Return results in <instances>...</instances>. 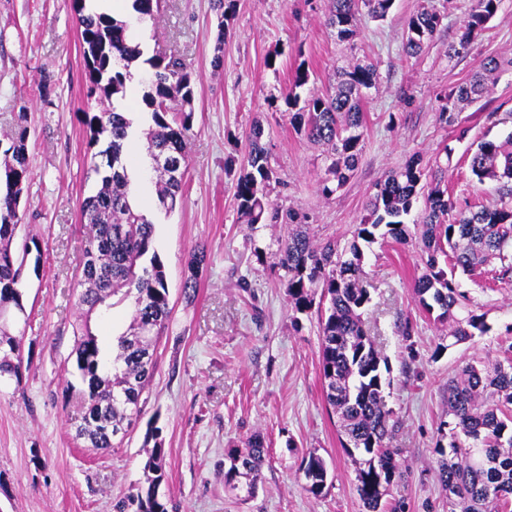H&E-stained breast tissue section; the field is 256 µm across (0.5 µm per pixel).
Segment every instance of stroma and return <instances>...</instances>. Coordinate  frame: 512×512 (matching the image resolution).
<instances>
[{
    "mask_svg": "<svg viewBox=\"0 0 512 512\" xmlns=\"http://www.w3.org/2000/svg\"><path fill=\"white\" fill-rule=\"evenodd\" d=\"M474 0H394L383 21L361 16L342 42L324 24L329 0H234L226 32H218L211 0H161L145 25L143 59L132 63L126 104L140 111V78L156 51L186 62L195 112L185 192L173 213L155 209L154 186L139 181L138 205L152 213L154 245L164 264L171 319L156 351L152 382L139 420L110 450L85 448L75 437L82 410L67 383H78L72 351L87 232L80 203L96 185L87 178L92 154L81 112L102 108L89 95L70 0H0V133L26 112L33 172L21 204L39 247L40 269L23 281L25 315L19 379L0 382V512H113L142 482L148 422L162 429L169 512H366L355 467L340 445L338 422L324 401L316 315L293 319L286 282L273 266L284 230L242 224L234 198L254 123L277 177L268 199L297 212L318 241L344 248L366 212L376 183L413 153L426 161L453 155L446 178L458 203L483 205L496 195L478 184L469 155L484 140L512 132V0L472 40L467 55L449 57ZM432 5L445 19L415 57L403 50L409 18ZM223 65L211 66L214 55ZM497 57L507 67L479 102L463 107L456 126L438 119L440 99L466 82L478 63ZM371 61L378 81L364 103V148L350 181L323 196L321 146L297 134L283 94L296 67L308 68L306 92L330 93L337 68ZM51 76L43 96V76ZM207 251L194 301L183 296L187 264ZM372 301L363 314L390 367L386 404L391 445L405 472L382 499V512H448L435 446L447 418L448 379L465 364L512 353V275L460 276L470 308L484 315L486 334L452 345L447 325L434 321L414 293L424 271L418 246L379 239L364 245ZM411 323V338L400 334ZM267 457L254 495L224 484L230 449L253 436ZM329 469L320 496L304 488L298 465L308 452Z\"/></svg>",
    "mask_w": 512,
    "mask_h": 512,
    "instance_id": "1",
    "label": "stroma"
}]
</instances>
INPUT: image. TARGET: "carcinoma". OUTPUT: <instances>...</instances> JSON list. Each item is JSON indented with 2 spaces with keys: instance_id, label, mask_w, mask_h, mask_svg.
I'll use <instances>...</instances> for the list:
<instances>
[{
  "instance_id": "1",
  "label": "carcinoma",
  "mask_w": 512,
  "mask_h": 512,
  "mask_svg": "<svg viewBox=\"0 0 512 512\" xmlns=\"http://www.w3.org/2000/svg\"><path fill=\"white\" fill-rule=\"evenodd\" d=\"M501 0H475L458 42L448 45V57L469 50L475 34L495 15ZM326 28L344 41L356 32L362 12L376 20L387 18L393 0H331ZM233 0H213L217 39L224 38L232 17ZM85 81L91 94L100 96L104 108L82 113L89 133V146L102 145L92 155L90 170L98 189L80 206L81 222L88 230L82 264L84 291L79 304L86 314L112 309V297H133L129 331L116 339L111 369H104L102 348L89 325L77 332L76 370L85 388L72 390L83 408L77 438L85 447H112L109 428L132 423L143 408L141 397L153 374L154 350L170 318L171 308L164 266L154 248V223L131 203L132 168L127 159V141L135 133V119L116 105L126 95L129 65L140 59L142 45L129 35L128 22L105 11L87 7L86 0H73ZM141 19H153L160 0H132ZM437 8L424 7L407 23L404 50L414 57L422 51L443 23ZM152 69L148 91L142 96L148 126L143 130L147 155L164 153L186 163L192 129L194 91L191 74L176 55L156 53L146 59ZM502 71L494 58L479 62L472 78L444 96L438 118L446 126L456 124L459 105L481 97L488 80ZM377 67L357 64L339 72L334 94L301 98L309 80L298 68L289 81L285 104L293 113L294 129L309 141L325 147L326 168L320 183L328 196L342 188L357 168L364 147V113L361 101L375 87ZM30 129L25 113L7 135L9 147L0 150V379L20 378L22 360L11 349L21 348V339L11 332L17 315L24 313L19 283L31 254L34 238L18 244L22 227L19 215L24 191L31 179L27 142ZM264 128L255 124L247 136L246 162L235 183V199L243 223L280 224L287 233L280 239L276 266L287 281L293 319L316 310L321 335V376L327 405L341 423V447L355 465L357 492L367 512H379L381 500L404 472L390 447L393 423L385 401L390 372L387 359L363 321L371 302L360 242L376 237L407 245L412 237L406 216L421 202L413 224L420 227L424 273L414 282L419 304L436 320L448 324V337L458 344L489 327L473 312L461 318L467 305L456 274L472 276L497 260L502 275L512 271V133L502 142L484 141L469 159L472 176L479 184H499L498 198L476 211L456 210L445 181L448 167L429 172L419 154L389 172L376 184L366 215L353 231L350 245L336 250L331 242L319 244L297 222L291 210L270 208L267 190L276 180L263 143ZM160 208L173 211L184 194V179H176L166 166L154 170ZM455 213L448 220L449 213ZM201 249L193 256L184 281L187 299L195 297L199 269L206 261ZM448 417L440 428L448 429V445L437 444L441 456L438 476L449 493L448 512H509L512 508V359L484 365L466 364L448 383ZM145 481L113 504V512H169L168 502L156 492L159 480L167 479L166 449L162 430L150 427L145 435ZM224 484L237 487L249 479L253 491L266 461L263 439L256 435L243 450L228 453ZM305 488L315 496L323 493L328 479L325 460L310 452L299 465Z\"/></svg>"
}]
</instances>
